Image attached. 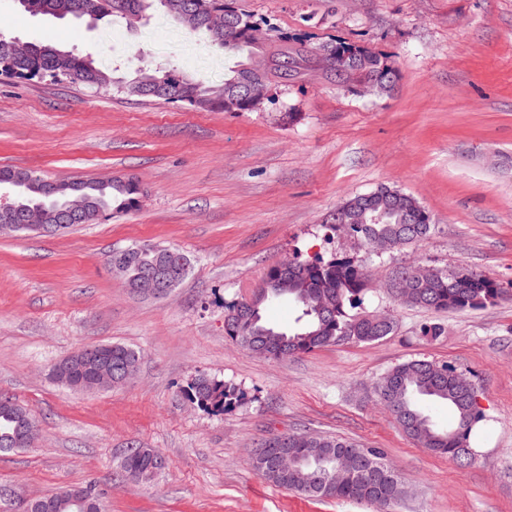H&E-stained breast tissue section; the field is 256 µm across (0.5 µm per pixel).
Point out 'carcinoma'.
Segmentation results:
<instances>
[{
    "label": "carcinoma",
    "mask_w": 512,
    "mask_h": 512,
    "mask_svg": "<svg viewBox=\"0 0 512 512\" xmlns=\"http://www.w3.org/2000/svg\"><path fill=\"white\" fill-rule=\"evenodd\" d=\"M21 8L33 15L55 18L72 17L101 21L117 14L135 24L159 9L186 31H206L220 48L246 57H263L265 67L253 73L240 63L224 72L219 86H203L179 73L170 64L144 70L134 79L119 85L121 91L166 103H181L192 109L224 112H253L261 103L246 98V91L233 89L241 78H255L272 87L290 76H299L314 65L335 76L336 82L353 87L373 72L388 56L368 47L333 41L322 45L352 53L336 63V57H323L305 45V39L281 32L263 19L236 6V0H17ZM13 39L0 32V75L8 78L34 79L51 77L78 86L107 90L115 84L113 74L99 67L90 56L51 45L32 44L30 54L22 59L4 51ZM27 184L21 186L17 204L40 206L46 222L53 223V213L72 204L88 224L96 223L99 212L123 213L137 205L140 189L131 179L111 178L106 182L79 180L80 188L54 189L51 182L33 171L22 173ZM354 207L358 220L353 224H332L365 248L377 241L392 247H404L425 239L432 228L430 212L410 195L391 199L377 188L372 196L355 195L343 203ZM413 283L412 292L400 295L402 302L436 311H466L493 304L503 297L498 283L488 275L463 269L438 268L417 264L400 267ZM369 278L363 267L349 258L317 257L312 261L295 258L287 269L274 265L252 298L226 307L225 336L249 352L273 359H288L343 341L372 343L393 333L395 321L358 311L369 291ZM288 300L299 308L296 327L281 330L263 321L262 307L268 302ZM94 349L112 356V385H118L126 365L138 366L140 353L120 343L97 344ZM78 352L63 366L52 365L51 376L57 383L76 389L82 378L91 376L97 363L77 359ZM185 396L198 407L221 414L243 399L244 393L232 384L208 375L195 376L184 389ZM376 398L390 410L401 429L421 447L456 460L469 459L461 454L474 430L484 420L477 403L471 401L460 385L453 367L425 359H412L384 372L375 386ZM445 402L456 416L448 429L436 427L425 413L422 403ZM29 414L7 395L0 396V453L12 452L11 443L23 415ZM288 441L290 464L310 473L309 484L298 485L281 476L265 474L266 466L255 464L257 471L274 485L295 491L314 500H355L376 506L381 512L404 495L396 469L378 448H364L336 437L288 433L268 438L270 442ZM338 453L356 459L357 467L336 476L334 461ZM165 464L163 455L154 448L133 445L122 458L120 475L134 480H148ZM88 487L63 488L35 498L34 512H79L71 503L77 491Z\"/></svg>",
    "instance_id": "carcinoma-1"
}]
</instances>
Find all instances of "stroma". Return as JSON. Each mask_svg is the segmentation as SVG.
<instances>
[{
    "label": "stroma",
    "instance_id": "1",
    "mask_svg": "<svg viewBox=\"0 0 512 512\" xmlns=\"http://www.w3.org/2000/svg\"><path fill=\"white\" fill-rule=\"evenodd\" d=\"M239 3L311 45L342 40L389 56L395 87L367 97L313 71L273 87L257 111L224 112L0 77V170L132 177L142 190L137 208L64 234L0 235V393L40 427L34 447L0 454V489L36 498L93 483L105 512H375L278 488L254 468L263 440L307 432L383 449L410 489L394 512H512V301L433 312L384 286L396 267L423 263L512 289V0ZM0 32L91 55L125 80L141 69V51L206 86L239 62L159 14L89 26L0 0ZM384 185L431 213L427 238L376 255L331 236L345 200ZM143 243L192 261L168 296L133 295L108 265L112 250ZM293 255L361 264L371 276L364 308L390 313L393 334L288 360L227 338L226 305L252 297ZM434 324L444 334L424 336ZM110 342L141 352L128 383L82 393L49 378L62 358ZM418 358L475 386L485 421L471 460L420 447L377 403V378ZM199 374L236 385L243 403L218 415L199 409L184 395ZM134 444L167 465L151 480L119 481Z\"/></svg>",
    "mask_w": 512,
    "mask_h": 512
}]
</instances>
